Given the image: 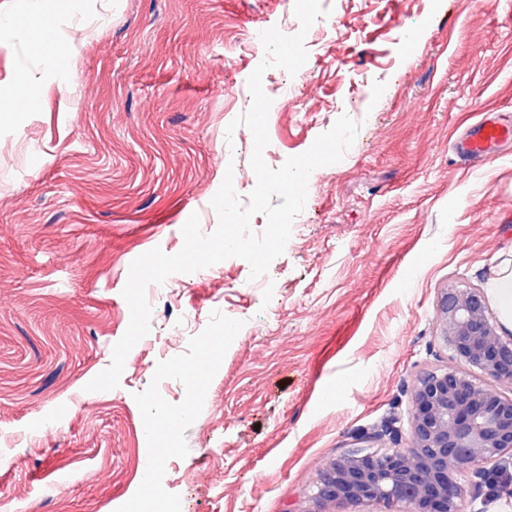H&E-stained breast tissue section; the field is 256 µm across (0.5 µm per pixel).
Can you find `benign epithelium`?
I'll use <instances>...</instances> for the list:
<instances>
[{"label":"benign epithelium","instance_id":"1","mask_svg":"<svg viewBox=\"0 0 512 512\" xmlns=\"http://www.w3.org/2000/svg\"><path fill=\"white\" fill-rule=\"evenodd\" d=\"M439 326L451 363L414 386L412 430L406 448L352 450L323 470L313 512L374 502L403 512H463L461 478L508 481L512 466V340H504L475 288H448Z\"/></svg>","mask_w":512,"mask_h":512}]
</instances>
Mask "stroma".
I'll return each mask as SVG.
<instances>
[{
  "instance_id": "1",
  "label": "stroma",
  "mask_w": 512,
  "mask_h": 512,
  "mask_svg": "<svg viewBox=\"0 0 512 512\" xmlns=\"http://www.w3.org/2000/svg\"><path fill=\"white\" fill-rule=\"evenodd\" d=\"M293 103L269 69L268 166L341 115L360 128L316 169L263 283L232 257L150 285L151 330L119 387L112 360L133 260L177 253L253 137L265 52L246 35L296 23L295 0H0V104L26 74L36 108L0 124V512H310L326 464L392 426L447 366L438 305L512 270V141L480 163L452 145L512 123V0H321ZM36 27L32 45L24 36ZM422 42L410 48L408 32ZM64 60L49 70L44 52ZM337 386L335 397L324 388Z\"/></svg>"
}]
</instances>
